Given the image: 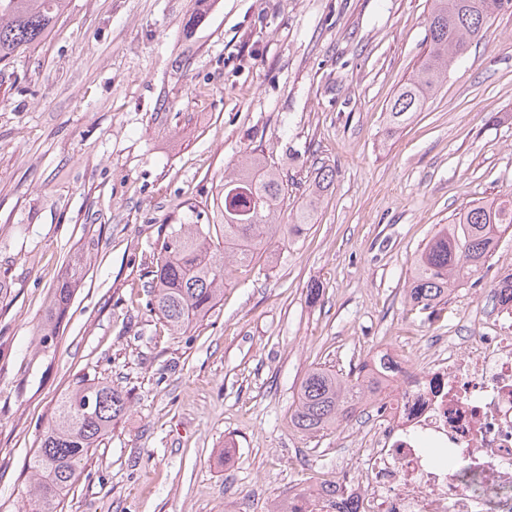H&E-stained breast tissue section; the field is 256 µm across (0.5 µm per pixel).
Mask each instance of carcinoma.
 <instances>
[{"mask_svg": "<svg viewBox=\"0 0 512 512\" xmlns=\"http://www.w3.org/2000/svg\"><path fill=\"white\" fill-rule=\"evenodd\" d=\"M427 19V52L415 73L394 94L386 115L392 129L407 125L421 111L448 70L471 42L512 0H431ZM65 0H0V62L40 44L54 28ZM288 198L275 162L253 153L224 177L219 191V223L177 224L162 246L153 275L152 311L176 334L208 315L224 293L226 261L251 264L272 240L292 242L310 224L312 203L300 206L291 224H279L277 212ZM512 230V199L472 201L437 225L411 273L409 300L424 309L448 302L456 285L480 274L502 235ZM77 281H65L54 292L44 320L43 341L56 335ZM375 370L367 364L338 375L325 368L303 379L293 426L302 433L336 427L379 389V373L393 369L380 355ZM128 392L84 378L57 404L48 427L29 460L32 512H58L62 495L72 486L81 462L128 410Z\"/></svg>", "mask_w": 512, "mask_h": 512, "instance_id": "carcinoma-1", "label": "carcinoma"}]
</instances>
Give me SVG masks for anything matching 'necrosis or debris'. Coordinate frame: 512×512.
<instances>
[{"label": "necrosis or debris", "mask_w": 512, "mask_h": 512, "mask_svg": "<svg viewBox=\"0 0 512 512\" xmlns=\"http://www.w3.org/2000/svg\"><path fill=\"white\" fill-rule=\"evenodd\" d=\"M470 346L398 363L382 431L336 476L343 512H512V301Z\"/></svg>", "instance_id": "necrosis-or-debris-1"}]
</instances>
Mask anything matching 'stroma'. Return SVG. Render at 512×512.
I'll return each mask as SVG.
<instances>
[{
	"instance_id": "obj_1",
	"label": "stroma",
	"mask_w": 512,
	"mask_h": 512,
	"mask_svg": "<svg viewBox=\"0 0 512 512\" xmlns=\"http://www.w3.org/2000/svg\"><path fill=\"white\" fill-rule=\"evenodd\" d=\"M430 0H68L35 50L0 63V512H31L27 466L79 377L128 391L58 512H272L335 479L372 426L297 431L315 367L426 337L478 336L512 274V230L441 310L413 307L417 253L474 200L512 196V10L498 14L405 128L385 112L426 52ZM192 32L183 27L191 14ZM261 151L288 183L333 178L273 264L230 266L181 335L148 283L176 224H211L221 182ZM82 255L57 336L54 288Z\"/></svg>"
}]
</instances>
